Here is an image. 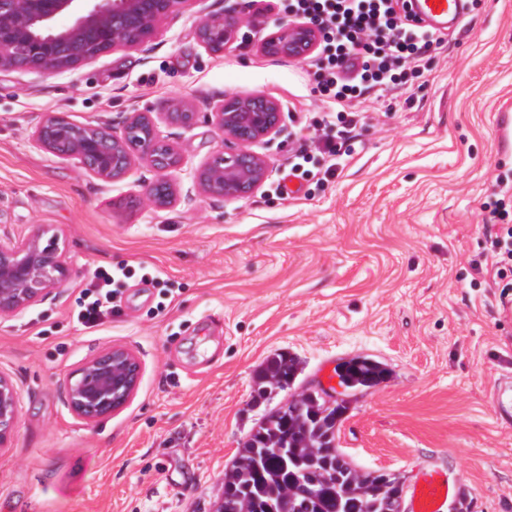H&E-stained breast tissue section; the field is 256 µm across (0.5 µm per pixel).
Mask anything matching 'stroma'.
<instances>
[{
  "label": "stroma",
  "instance_id": "1",
  "mask_svg": "<svg viewBox=\"0 0 512 512\" xmlns=\"http://www.w3.org/2000/svg\"><path fill=\"white\" fill-rule=\"evenodd\" d=\"M285 4L202 0L145 49L55 73L0 68V235L45 225L71 267L62 288L0 317V375L20 402L0 450V512H215L264 413L326 388L325 367L356 356L389 371L349 395L337 432L358 470L396 474L407 489L420 465H443L469 512H512V416L494 405L512 375V312L492 273L474 267L480 204L512 182V150L495 143L498 109L512 104V0H470L422 75L362 96L335 177L288 197L274 184L301 127L326 110L313 68L267 55L252 33L220 54L197 37L200 12L250 5L271 28ZM233 93L279 100L284 121L254 146L269 167L259 190L216 200L194 173L221 145L210 106ZM175 100L197 118L160 126L183 158L168 208L132 204L150 168L103 181L31 141L51 112L118 135L131 113ZM119 265L133 272L122 315L82 327L72 312L91 272ZM110 345L136 354L139 386L121 411L87 423L65 382ZM280 352L296 358V380L258 400L256 373Z\"/></svg>",
  "mask_w": 512,
  "mask_h": 512
}]
</instances>
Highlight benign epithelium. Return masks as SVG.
I'll return each instance as SVG.
<instances>
[{"label":"benign epithelium","mask_w":512,"mask_h":512,"mask_svg":"<svg viewBox=\"0 0 512 512\" xmlns=\"http://www.w3.org/2000/svg\"><path fill=\"white\" fill-rule=\"evenodd\" d=\"M201 0H0V67L58 72L72 69L110 49H142L165 19ZM62 14L73 17L64 29L55 26ZM258 29L257 16L244 10L206 14L198 37L210 51L238 40L242 29ZM318 41L316 29L297 21L279 22L262 39L273 56L302 59ZM284 106L262 94L226 95L212 108L211 122L224 147L202 164L195 179L209 196L236 199L250 194L267 175L255 143L278 133ZM170 125L189 126L196 113L173 107L164 113ZM35 146L72 161L90 174L115 180L135 165L154 169L158 179L140 196L147 208H164L175 191L167 173L183 159L161 134L150 112L132 113L119 135L89 123H75L61 113L44 117L32 133ZM71 269L57 234L42 226L21 241L0 239V316L10 315L64 285ZM140 362L128 348L110 346L73 372L65 391L77 417L93 422L121 410L138 389ZM19 415L17 390L0 375V448L10 446Z\"/></svg>","instance_id":"benign-epithelium-1"}]
</instances>
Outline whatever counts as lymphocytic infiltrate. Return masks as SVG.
<instances>
[{"label": "lymphocytic infiltrate", "mask_w": 512, "mask_h": 512, "mask_svg": "<svg viewBox=\"0 0 512 512\" xmlns=\"http://www.w3.org/2000/svg\"><path fill=\"white\" fill-rule=\"evenodd\" d=\"M285 12L291 20L316 26L321 36L311 65L321 77L327 104L310 134L314 152L298 151L290 170L303 180L326 179L341 166V142L358 122L355 100L368 90L384 92L403 84L408 71L440 48L445 37L413 24L408 0H288ZM481 209L487 217L483 258L506 295L512 293V224L507 221L512 214L494 196ZM127 274L123 266L94 269L74 312L76 321L93 329L120 314Z\"/></svg>", "instance_id": "1"}]
</instances>
